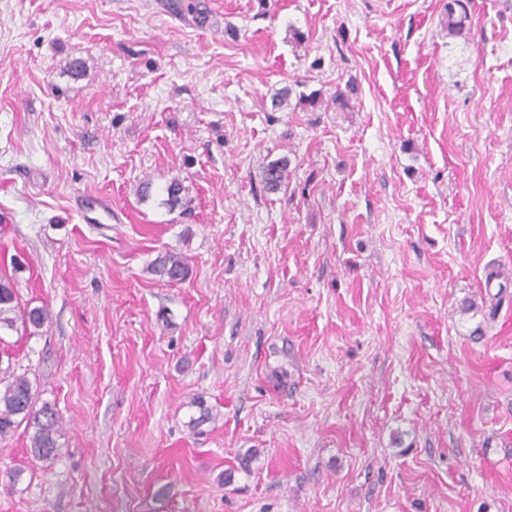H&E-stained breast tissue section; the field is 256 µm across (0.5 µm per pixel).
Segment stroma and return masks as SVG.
I'll return each mask as SVG.
<instances>
[{"mask_svg":"<svg viewBox=\"0 0 512 512\" xmlns=\"http://www.w3.org/2000/svg\"><path fill=\"white\" fill-rule=\"evenodd\" d=\"M173 2L0 0V269L52 317L0 347L65 420L0 512H512V0ZM288 158L269 162L263 170L262 182L266 192L276 193L288 183ZM152 271L167 283L185 281L190 273L188 259L181 253L167 251L152 263Z\"/></svg>","mask_w":512,"mask_h":512,"instance_id":"1","label":"stroma"}]
</instances>
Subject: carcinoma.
<instances>
[{
  "label": "carcinoma",
  "mask_w": 512,
  "mask_h": 512,
  "mask_svg": "<svg viewBox=\"0 0 512 512\" xmlns=\"http://www.w3.org/2000/svg\"><path fill=\"white\" fill-rule=\"evenodd\" d=\"M462 6L461 0H450L446 5L448 29L460 30L468 18L466 10L456 11ZM180 11L193 14L197 25L205 27L208 15L196 0L178 3ZM289 160L286 158L269 162L263 170V187L268 193H277L288 183ZM24 270L20 262H15L12 273H0V330L23 331L32 335L50 320V312L44 306H30L19 302L17 274ZM152 271L168 283H179L190 273L188 259L175 251H167L152 263ZM25 426L30 442L31 456L42 462L52 461L60 455L64 436V419L57 408L44 402L37 405L32 385L24 375L11 372V366L0 367V441L14 435L20 426Z\"/></svg>",
  "instance_id": "1"
}]
</instances>
